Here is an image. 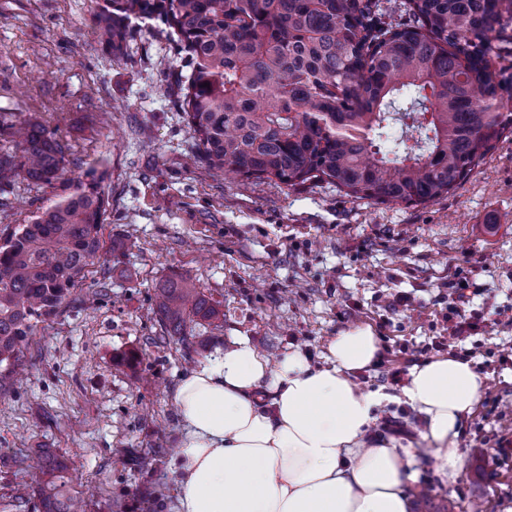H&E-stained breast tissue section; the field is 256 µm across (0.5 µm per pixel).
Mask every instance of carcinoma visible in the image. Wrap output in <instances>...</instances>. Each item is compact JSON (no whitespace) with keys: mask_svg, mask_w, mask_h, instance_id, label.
<instances>
[{"mask_svg":"<svg viewBox=\"0 0 512 512\" xmlns=\"http://www.w3.org/2000/svg\"><path fill=\"white\" fill-rule=\"evenodd\" d=\"M97 27L115 55L129 22L160 20L191 69L179 85L193 161L217 176L326 183L355 200L424 203L454 190L512 134V0H404L386 23L377 0H107ZM0 183L51 184L66 145L41 116L14 131ZM103 176L38 209L0 243V388L39 324L71 301L100 259ZM153 314L189 350V325L219 311L186 279L158 286ZM48 454L41 512H74Z\"/></svg>","mask_w":512,"mask_h":512,"instance_id":"1","label":"carcinoma"}]
</instances>
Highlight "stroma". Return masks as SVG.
I'll use <instances>...</instances> for the list:
<instances>
[{"label": "stroma", "instance_id": "stroma-1", "mask_svg": "<svg viewBox=\"0 0 512 512\" xmlns=\"http://www.w3.org/2000/svg\"><path fill=\"white\" fill-rule=\"evenodd\" d=\"M103 0H0V153L41 113L68 145L67 175L103 174L101 259L73 300L41 324L17 379L0 389V505L31 484L42 449L66 466L82 512H170L180 379L244 336L269 359L298 347L323 361L333 336L370 326L393 352L360 373L396 395L389 373L435 358L448 284L468 283L479 328L462 345L512 352V136L454 191L417 204L355 200L327 184L291 188L191 164L179 107L184 62L157 20L133 23L124 58L99 39ZM0 229L64 196L62 182L5 185ZM127 246L112 251L113 237ZM170 276L200 288L217 319L194 352L151 313ZM134 363H127V355ZM460 425L463 467L446 480L420 457L410 512H512V363L492 362Z\"/></svg>", "mask_w": 512, "mask_h": 512}]
</instances>
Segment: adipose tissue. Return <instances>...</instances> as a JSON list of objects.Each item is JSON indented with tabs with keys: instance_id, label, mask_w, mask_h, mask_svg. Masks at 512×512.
I'll return each mask as SVG.
<instances>
[{
	"instance_id": "ef3b65f1",
	"label": "adipose tissue",
	"mask_w": 512,
	"mask_h": 512,
	"mask_svg": "<svg viewBox=\"0 0 512 512\" xmlns=\"http://www.w3.org/2000/svg\"><path fill=\"white\" fill-rule=\"evenodd\" d=\"M379 351L368 326L336 334L319 366L298 349L270 363L241 337L189 373L175 390L173 512H408L419 450L367 441L391 397L353 380ZM482 388L469 362L448 355L414 367L402 390L442 475L462 466L458 427Z\"/></svg>"
}]
</instances>
